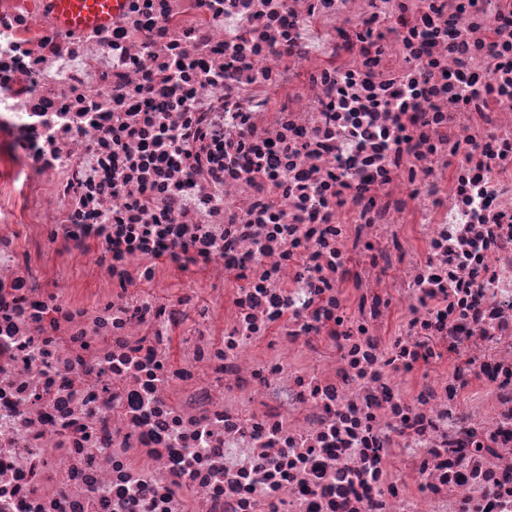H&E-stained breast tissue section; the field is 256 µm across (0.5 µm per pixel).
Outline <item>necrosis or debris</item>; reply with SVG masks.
I'll use <instances>...</instances> for the list:
<instances>
[{"label":"necrosis or debris","instance_id":"obj_1","mask_svg":"<svg viewBox=\"0 0 512 512\" xmlns=\"http://www.w3.org/2000/svg\"><path fill=\"white\" fill-rule=\"evenodd\" d=\"M0 512H512V0H0ZM120 0H50L59 25L65 29H82L107 24Z\"/></svg>","mask_w":512,"mask_h":512}]
</instances>
